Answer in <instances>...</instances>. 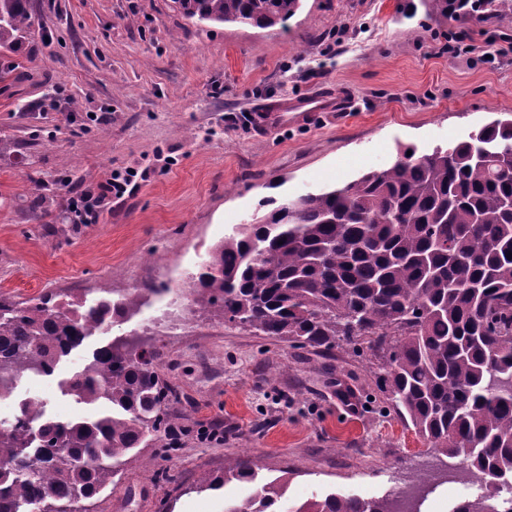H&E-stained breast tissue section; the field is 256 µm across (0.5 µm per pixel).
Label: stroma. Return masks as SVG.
<instances>
[{"label":"stroma","mask_w":512,"mask_h":512,"mask_svg":"<svg viewBox=\"0 0 512 512\" xmlns=\"http://www.w3.org/2000/svg\"><path fill=\"white\" fill-rule=\"evenodd\" d=\"M35 19L0 56V294L51 288L113 298L151 289L127 320L94 331L53 374L26 376L0 399V421L42 400L59 419L93 416L60 384L118 337L157 346L151 328L224 237L259 203L340 187L512 119V14L452 21L420 0H301L287 28L198 24L172 0H29ZM69 96L48 108L51 87ZM333 91L346 99L305 125L267 132L256 113ZM137 187L76 223L67 188L113 170ZM160 376L184 427L175 449L145 448L89 512H224L257 484L282 488L277 512L336 493L365 500L418 487L421 512L477 498L455 459L405 427L377 387L383 361L365 345L294 349L191 308L167 339ZM224 421L223 440L200 427ZM253 459L256 484L196 491L226 459ZM177 475L179 485L161 480Z\"/></svg>","instance_id":"35a3bbf8"}]
</instances>
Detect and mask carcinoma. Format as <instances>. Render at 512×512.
I'll use <instances>...</instances> for the list:
<instances>
[{"instance_id": "1", "label": "carcinoma", "mask_w": 512, "mask_h": 512, "mask_svg": "<svg viewBox=\"0 0 512 512\" xmlns=\"http://www.w3.org/2000/svg\"><path fill=\"white\" fill-rule=\"evenodd\" d=\"M429 15L512 12V0H421ZM200 23L286 28L301 0H174ZM27 0H0V51L32 27ZM512 121L341 188L268 211L216 245L190 288L200 310L277 336L290 347L330 350L355 338L383 354L379 390L430 447L466 465L486 494L454 512L487 509L512 486ZM157 292L87 303L63 290L17 301L0 294V391L53 373L60 358L104 321L130 317ZM155 349L117 339L64 380L63 395L101 403L90 418L36 422L23 410L0 426V512H86L121 466L154 442L167 448L176 389L160 378ZM256 470L237 457L196 491ZM269 483L226 512H271ZM296 512H394L391 501L330 494Z\"/></svg>"}]
</instances>
